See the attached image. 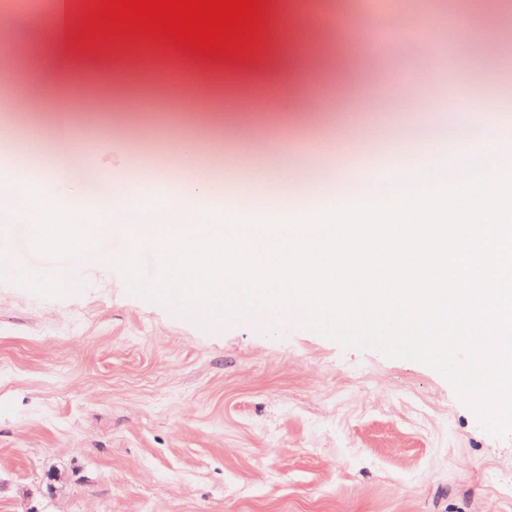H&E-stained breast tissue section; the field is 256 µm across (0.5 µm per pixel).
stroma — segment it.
<instances>
[{"instance_id":"35a3bbf8","label":"stroma","mask_w":512,"mask_h":512,"mask_svg":"<svg viewBox=\"0 0 512 512\" xmlns=\"http://www.w3.org/2000/svg\"><path fill=\"white\" fill-rule=\"evenodd\" d=\"M289 0H263L262 21L234 58L205 57L147 35L76 43L58 54L49 17L14 19L0 71L33 86L34 108L0 130V178L15 173L31 138L56 146V70L67 71L76 159L112 181L161 171L136 207L164 209L191 194L182 150L197 172L224 159L227 208L289 210L453 160L449 135L473 84L512 94V0H460L461 40L434 0H389L409 28L371 47L342 0L318 7L330 22V77L296 73L308 33ZM186 80L177 111L167 91ZM217 74L237 86L214 82ZM322 101L300 120L276 85ZM445 141L429 153L425 139ZM13 227L0 253L24 265L0 273V512H512V436L489 434L433 368L345 348L312 329L278 337L252 322L205 332L127 292L120 273L70 262L54 285L52 259ZM62 487L49 491L50 475Z\"/></svg>"}]
</instances>
